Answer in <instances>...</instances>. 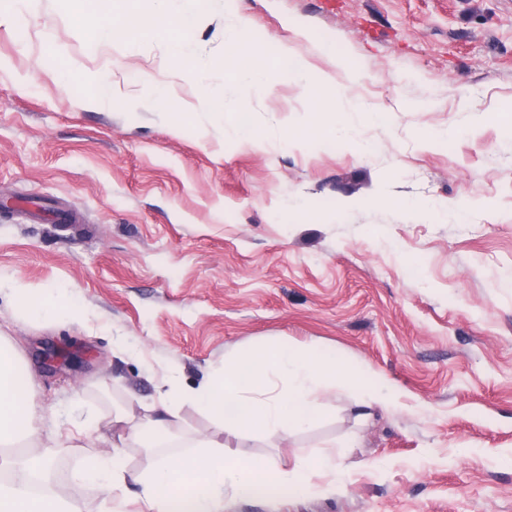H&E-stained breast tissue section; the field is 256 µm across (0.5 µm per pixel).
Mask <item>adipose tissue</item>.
Wrapping results in <instances>:
<instances>
[{"label": "adipose tissue", "mask_w": 512, "mask_h": 512, "mask_svg": "<svg viewBox=\"0 0 512 512\" xmlns=\"http://www.w3.org/2000/svg\"><path fill=\"white\" fill-rule=\"evenodd\" d=\"M153 2L163 24L128 28V36L168 40L186 79L204 87L203 73L184 34L212 12L215 0ZM247 29L246 19L239 16L224 36L226 71L241 90L234 129L243 134L248 131L249 90L253 85L269 84L277 73L298 83L310 77L300 60L287 62L276 54L254 60L248 53ZM9 294L25 315L34 318L65 316L79 320L85 314L73 296L64 292L35 293L19 284ZM15 372L14 354L0 350V474L5 477L0 483V512H81L78 504L60 490L33 491L36 465L19 462L12 455L14 448L37 431L36 380L30 375L25 383H17ZM168 385L160 401V417L134 432L142 447L159 449L160 435L180 427L181 411L188 403L237 437L257 433L290 436L320 418L323 397L336 388L357 392L369 409L385 410L395 404L394 393L365 382L360 369L293 345L266 346L239 354L195 388L181 387L173 379ZM125 472L124 455L116 448L85 461L81 476L116 496L123 488ZM336 482V467L327 456L300 455L287 467L273 455H225L223 445L199 436L191 440L188 450L160 452L153 468L140 479L137 512H224L225 497L250 498L262 485H285L304 494L318 484L332 487Z\"/></svg>", "instance_id": "ef3b65f1"}]
</instances>
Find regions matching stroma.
<instances>
[{
	"mask_svg": "<svg viewBox=\"0 0 512 512\" xmlns=\"http://www.w3.org/2000/svg\"><path fill=\"white\" fill-rule=\"evenodd\" d=\"M230 12L248 17L255 55L302 60L341 88L331 107L350 135L316 139L315 84L285 79L251 88V140L212 123L202 98L237 94ZM148 17L101 14L116 35L99 44L78 38L64 0H29L0 24V198L13 202L0 211V346L36 376L43 419L63 420L26 455L57 447L66 494L114 512L79 471L121 446L134 512L152 458L130 433L164 378L193 387L290 343L360 368L399 405L368 410L340 390L288 439H241L287 465L334 452L344 484L224 512H512V131L498 118L512 106V0H228L189 35L202 92L165 40L124 36ZM87 70L111 82L112 105L89 103ZM156 83L188 120L152 104ZM361 105L385 123L365 124ZM16 280L67 289L88 318L30 319L6 292Z\"/></svg>",
	"mask_w": 512,
	"mask_h": 512,
	"instance_id": "obj_1",
	"label": "stroma"
}]
</instances>
